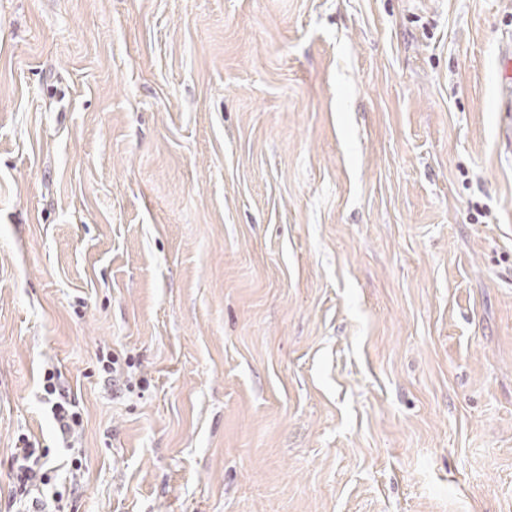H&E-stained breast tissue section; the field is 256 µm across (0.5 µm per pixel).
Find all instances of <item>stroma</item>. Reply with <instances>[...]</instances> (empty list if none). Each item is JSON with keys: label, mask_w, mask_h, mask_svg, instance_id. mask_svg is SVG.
<instances>
[{"label": "stroma", "mask_w": 512, "mask_h": 512, "mask_svg": "<svg viewBox=\"0 0 512 512\" xmlns=\"http://www.w3.org/2000/svg\"><path fill=\"white\" fill-rule=\"evenodd\" d=\"M511 41L512 0H0V512L22 434L69 512H512ZM44 390L48 395H57L52 404V413L61 436L70 437L82 425L81 413L75 410V405L67 400L64 388L58 383L59 377L48 371L45 374Z\"/></svg>", "instance_id": "1"}]
</instances>
